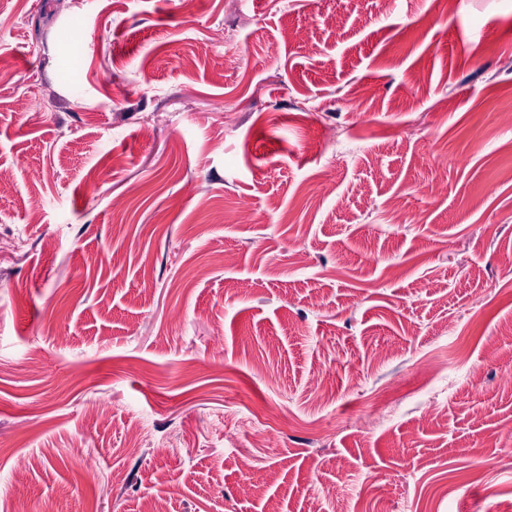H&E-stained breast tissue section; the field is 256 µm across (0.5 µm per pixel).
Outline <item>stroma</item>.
<instances>
[{
  "label": "stroma",
  "mask_w": 512,
  "mask_h": 512,
  "mask_svg": "<svg viewBox=\"0 0 512 512\" xmlns=\"http://www.w3.org/2000/svg\"><path fill=\"white\" fill-rule=\"evenodd\" d=\"M354 7L0 0V512L512 502V0Z\"/></svg>",
  "instance_id": "35a3bbf8"
}]
</instances>
